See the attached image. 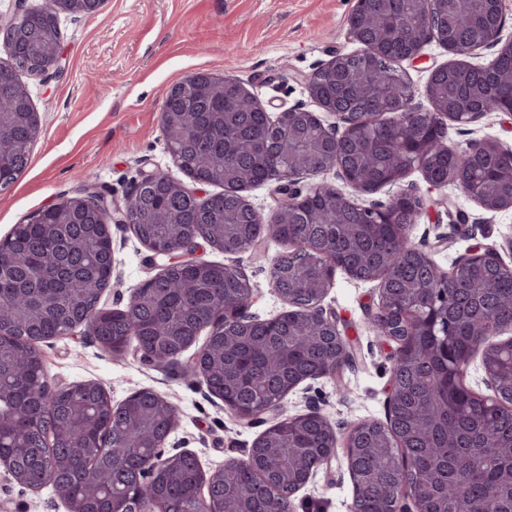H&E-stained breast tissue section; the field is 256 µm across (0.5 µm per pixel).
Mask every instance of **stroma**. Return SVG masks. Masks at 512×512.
I'll return each instance as SVG.
<instances>
[{
  "instance_id": "1",
  "label": "stroma",
  "mask_w": 512,
  "mask_h": 512,
  "mask_svg": "<svg viewBox=\"0 0 512 512\" xmlns=\"http://www.w3.org/2000/svg\"><path fill=\"white\" fill-rule=\"evenodd\" d=\"M354 5V0H104L95 15L63 17L64 75L22 78L40 116V134L23 174L0 191V240L30 213L84 183L120 202L145 173L174 172L161 108L167 89L193 73L239 80L270 113L303 108L326 125H339L338 117L321 111L311 98L305 80L336 53L359 50L348 25ZM424 53L421 63L401 65L415 91L412 104L420 109L430 106V68L454 60L435 42ZM482 137L512 149V118L488 112L466 125H448L450 146L461 149ZM317 182L366 205L388 204L397 192L393 186L359 192L332 168L298 178L303 190ZM405 184L425 202L409 236L438 267L451 270L477 245L497 250L512 266V209L485 211L451 185L428 189L417 170ZM112 245V282L100 303L122 310L134 289L156 275L160 265L129 225L113 224ZM284 250L283 243L269 237L256 253L225 255L203 246L197 256L243 269L259 286L251 312L264 320L287 308L269 286L270 269ZM378 302L376 283L337 274L323 306L350 339L354 362L290 392L284 400L289 414L320 411L340 437L360 421H385L393 360L387 342L368 322ZM40 351L49 387L95 382L116 404L141 389L165 396L179 411L166 455L191 453L204 471L243 458L264 430L260 424L238 422L202 379L188 378L180 368L156 369L132 354L116 359L91 337L80 335L45 340ZM353 495L340 451L331 470H319L297 492L296 512H350ZM0 512H66V507L51 488L34 492L1 473Z\"/></svg>"
}]
</instances>
